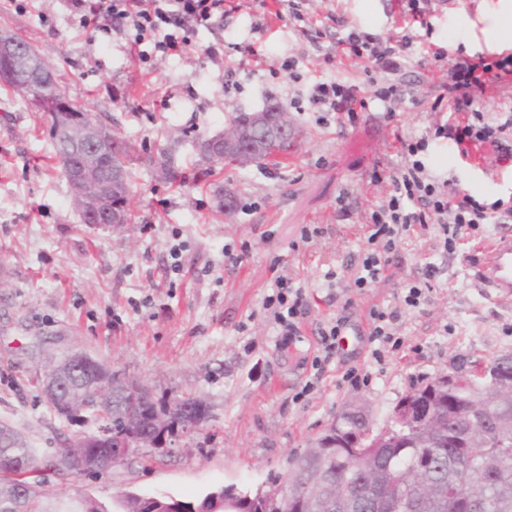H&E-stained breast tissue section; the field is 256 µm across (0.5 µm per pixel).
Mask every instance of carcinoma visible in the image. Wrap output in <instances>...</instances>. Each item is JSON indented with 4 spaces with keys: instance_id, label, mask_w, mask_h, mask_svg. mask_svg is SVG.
Listing matches in <instances>:
<instances>
[{
    "instance_id": "cac0c4a2",
    "label": "carcinoma",
    "mask_w": 512,
    "mask_h": 512,
    "mask_svg": "<svg viewBox=\"0 0 512 512\" xmlns=\"http://www.w3.org/2000/svg\"><path fill=\"white\" fill-rule=\"evenodd\" d=\"M0 84L12 89L31 101L35 109L44 114L49 125V134L54 143L58 161H63L65 143L64 129L70 121L69 112H81L83 108L73 103L70 110L59 107L56 93L60 89L51 85L48 90L37 92L24 87L19 77L1 79ZM275 115L272 110L245 112L234 116V121L247 136L258 160L276 158L288 152L291 142L273 137L271 127ZM124 174L112 186V202L127 203L130 156L123 152ZM483 386L479 374H467L452 392L453 399L468 407L479 399L478 390ZM182 406L173 408L171 402L155 399L150 391L145 397L133 402L112 390V408L109 410L114 434L126 431L137 437L149 427V416L162 419L163 427L155 437L172 435L175 429H187L188 416L183 406L193 408L195 416L205 419L208 411L206 402L192 395L181 397ZM482 411L489 421L488 435L483 442L473 448L458 445L464 433L465 416H460L451 429L455 432V442L446 448L425 450L417 447V440L408 441V448L381 447L376 441L370 419L357 413L344 410L338 420L345 433L358 438L363 448L364 461L350 458L349 449H325L326 462L306 448L294 454L288 461L286 478L292 481L306 473L315 474L324 467L336 485V495L346 494V507L351 512H374L367 506H356L353 499L358 488L372 479H383L381 493L390 498L406 497L414 484L423 486L427 493V503L419 512H457L454 508L456 496L462 494L470 501L469 512H512V400L505 404H484ZM16 440L9 446H0V512H147L149 498L124 493L112 500L108 506L95 496L81 491L55 496L44 492L43 486L49 476L36 469H24L14 463L37 452L32 443L18 429H13ZM24 484L32 489L30 497L17 504L10 496L11 487ZM256 493L242 492L232 488L223 490L219 496L208 492L196 502H187L174 496H166L163 504L155 507V512H182L184 507H196L197 512H239L242 499L255 498Z\"/></svg>"
}]
</instances>
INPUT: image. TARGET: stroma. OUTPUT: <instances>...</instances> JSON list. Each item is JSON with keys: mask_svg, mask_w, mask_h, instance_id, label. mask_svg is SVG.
I'll return each instance as SVG.
<instances>
[{"mask_svg": "<svg viewBox=\"0 0 512 512\" xmlns=\"http://www.w3.org/2000/svg\"><path fill=\"white\" fill-rule=\"evenodd\" d=\"M512 0H463L437 13L433 41L448 50L488 34L487 15ZM273 0H243L220 31L199 30L198 52L157 56L144 76L128 50L130 34L89 38L65 0H0V34L23 38L50 67L59 88L94 119L111 116L114 134L134 150L128 207L135 220L116 230L83 224L70 188L58 171L48 129L28 103L0 87V421L24 432L42 454L95 429L93 422L62 425L43 402L33 378L50 356L80 348L166 401L191 393L203 397L209 417L173 443L151 449L154 467H143L135 449L111 469L75 482L52 478V493L79 489L104 503L125 492L167 494L195 500L225 486L253 490L268 473H286L288 460L312 446L352 402L364 404L374 430L387 427L406 395L452 368L512 352V295H489L475 278L481 246L501 232L464 241L454 257L434 247L432 234L403 241L373 288L327 291V270L345 275L358 249L357 225L386 184H374L376 167L398 163L392 145L399 131L421 133L438 118L430 105L443 73L413 55L407 80L427 76L424 103L394 119L380 109L356 124L321 128L292 112L304 136L285 159L242 166L201 159L199 138L228 125L239 111L285 102L307 93L319 79L365 82L361 67L323 64L334 41L299 36L275 19ZM338 11L378 33L394 30L398 0H340ZM224 41L223 56L203 48ZM262 42L261 59L241 57L238 43ZM300 59L301 79L291 82L268 63ZM237 70L238 85L222 93L224 71ZM166 106H159V99ZM172 150L178 176L163 180L153 163ZM346 189L358 200L345 217L336 199ZM325 233L303 242L300 229ZM179 229L187 248L183 273L166 272V243ZM242 253L224 260L225 244ZM438 274L421 309L403 306V287L426 262ZM211 273L198 277L203 267ZM312 287L302 334L282 344L268 323L262 300L276 275ZM402 312L395 331L400 349L384 362L371 356L366 337L374 309ZM351 324L345 348L315 373L317 331L339 311ZM311 393H304L306 383Z\"/></svg>", "mask_w": 512, "mask_h": 512, "instance_id": "obj_1", "label": "stroma"}]
</instances>
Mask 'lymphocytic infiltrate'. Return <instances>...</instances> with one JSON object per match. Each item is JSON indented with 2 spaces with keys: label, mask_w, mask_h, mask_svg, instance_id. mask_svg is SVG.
Segmentation results:
<instances>
[{
  "label": "lymphocytic infiltrate",
  "mask_w": 512,
  "mask_h": 512,
  "mask_svg": "<svg viewBox=\"0 0 512 512\" xmlns=\"http://www.w3.org/2000/svg\"><path fill=\"white\" fill-rule=\"evenodd\" d=\"M83 27L107 34L112 28L127 29L140 63L156 55H185L195 51L199 29L214 30L224 23L227 0H68ZM277 18L289 20L307 39L320 37L323 20L337 26L336 43L325 60L362 65L365 85L336 79L316 82L306 98H292L293 108L308 107L318 126L354 124L360 113L377 107L386 118H394L421 100L415 84L404 81L403 71L419 38H428L427 53L434 66L444 72L434 107H446V120L436 121L419 135L400 136L394 150L400 165L387 177L390 189L381 202L365 212L361 224V246L353 259L355 271L349 287L365 290L380 282L390 256L417 229L433 228L442 253L454 255L473 232L491 224L512 223V194L486 200L473 194L459 176L437 175L429 157L433 145L449 141L460 164L478 169L496 180L512 168V106L500 104L493 112L478 104V91L489 84L512 80V52H470L457 47L448 52L432 42L431 19L440 0H399L400 18L388 35L371 33L348 21L335 10L325 19L304 11L302 0H276ZM308 300L303 288L290 277L279 275L262 307L283 340L302 333Z\"/></svg>",
  "instance_id": "lymphocytic-infiltrate-1"
}]
</instances>
